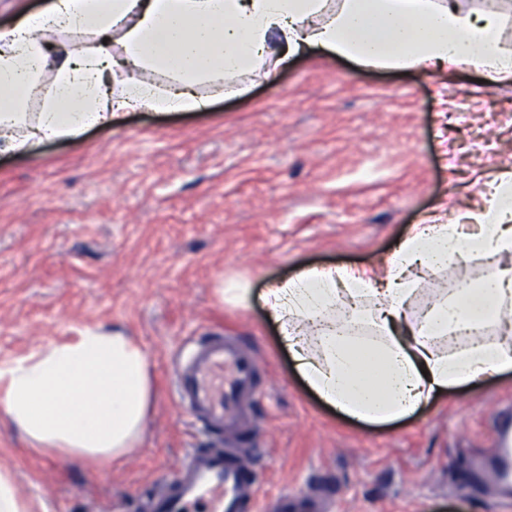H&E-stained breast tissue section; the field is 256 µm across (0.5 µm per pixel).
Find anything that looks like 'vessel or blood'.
<instances>
[{"label":"vessel or blood","mask_w":512,"mask_h":512,"mask_svg":"<svg viewBox=\"0 0 512 512\" xmlns=\"http://www.w3.org/2000/svg\"><path fill=\"white\" fill-rule=\"evenodd\" d=\"M177 382L178 397L214 432L249 425L260 396L257 363L238 340L216 333L205 337ZM254 478L237 456L221 448L191 455L184 473L144 504L146 512H247ZM274 512H323L305 497L279 499Z\"/></svg>","instance_id":"1"}]
</instances>
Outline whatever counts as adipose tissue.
I'll return each instance as SVG.
<instances>
[{
	"label": "adipose tissue",
	"instance_id": "1",
	"mask_svg": "<svg viewBox=\"0 0 512 512\" xmlns=\"http://www.w3.org/2000/svg\"><path fill=\"white\" fill-rule=\"evenodd\" d=\"M47 0L0 25V153L32 155L117 111L191 112L210 81L277 74L319 51L421 74L473 69L512 83L503 41L512 0ZM460 221L414 225L370 274L311 268L262 299L305 384L342 415L386 422L431 397L512 371V171ZM490 260L495 269L434 298L415 320L419 276ZM501 338L490 340V328ZM149 357L127 333L85 326L0 361V427L61 461L107 466L139 444L156 396Z\"/></svg>",
	"mask_w": 512,
	"mask_h": 512
}]
</instances>
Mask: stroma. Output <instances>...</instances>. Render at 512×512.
<instances>
[{"label":"stroma","mask_w":512,"mask_h":512,"mask_svg":"<svg viewBox=\"0 0 512 512\" xmlns=\"http://www.w3.org/2000/svg\"><path fill=\"white\" fill-rule=\"evenodd\" d=\"M204 112L131 111L33 157L0 154V360L86 325L134 336L158 395L139 445L111 466L39 458L0 428V466L39 512H139L214 436L177 400L204 336L253 349L264 392L245 448L262 512L279 496L328 512H512L491 474L512 373L437 395L394 422L350 421L300 379L261 294L309 267L368 268L409 229L482 206L512 169V84L310 55ZM426 277L408 309L485 275ZM243 288L220 300V284Z\"/></svg>","instance_id":"1"}]
</instances>
